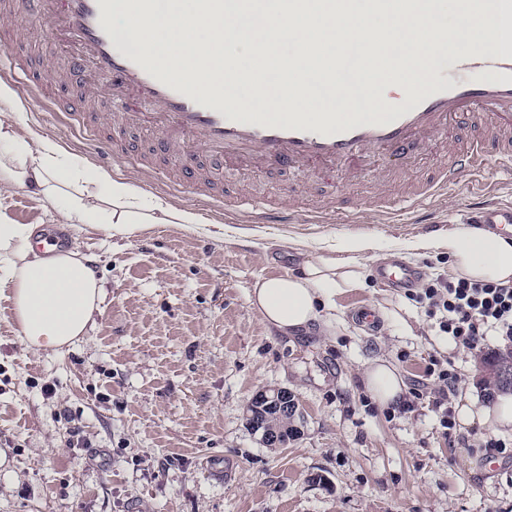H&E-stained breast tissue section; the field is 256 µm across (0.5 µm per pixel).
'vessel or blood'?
<instances>
[{
  "instance_id": "vessel-or-blood-1",
  "label": "vessel or blood",
  "mask_w": 512,
  "mask_h": 512,
  "mask_svg": "<svg viewBox=\"0 0 512 512\" xmlns=\"http://www.w3.org/2000/svg\"><path fill=\"white\" fill-rule=\"evenodd\" d=\"M462 13L494 14L490 31L493 48L486 54H461L454 40L439 51L458 71L457 79H434L407 98L390 97L371 112H260L243 109L235 97H218L199 82L187 79L172 66L157 62L147 51L132 49L117 39L109 23L120 13L148 19L156 0H0V16L8 18L11 32L52 26L59 47L61 68L71 82L84 72L95 81L82 85L74 97L46 94L38 70L27 61L11 58L27 77L23 95L36 99L49 112L65 116L86 133L94 146V160H132L141 172L174 182L216 206L224 204V188L211 171L222 164L311 171L347 183L372 181L391 190L393 198L422 208L427 201L445 197L462 176L478 179L489 158L512 159V8H494L491 0H457ZM376 82L406 81L405 64L394 62L389 41L376 43ZM111 103L108 112L91 111L95 100ZM485 117L483 138L460 147L450 143L448 129L458 116ZM150 126L153 138L146 148L127 147V130ZM448 146V164L438 177L419 185L404 182L402 161L417 146ZM342 198L307 211L294 202L259 204L240 212L235 220L248 224H324L343 214ZM473 224L495 225L512 235V204L496 201L471 203ZM377 279L409 289L420 273L395 261L378 265Z\"/></svg>"
}]
</instances>
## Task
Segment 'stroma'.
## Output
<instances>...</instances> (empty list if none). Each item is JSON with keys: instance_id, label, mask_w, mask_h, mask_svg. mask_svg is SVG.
<instances>
[{"instance_id": "1", "label": "stroma", "mask_w": 512, "mask_h": 512, "mask_svg": "<svg viewBox=\"0 0 512 512\" xmlns=\"http://www.w3.org/2000/svg\"><path fill=\"white\" fill-rule=\"evenodd\" d=\"M24 113L87 157L76 128L29 102ZM331 194L354 202L364 192L285 170L242 169L224 185L231 200L290 196L304 209ZM473 197L462 182L428 224H383L369 207L353 223L228 224L220 239L168 224L109 238L92 224L54 223L24 192L1 198L13 223L64 236L106 296L83 340L34 354L0 288V512H512V459L492 470L481 451L490 425L444 432L433 393L402 411L377 405L363 382L384 359L411 389L449 360L451 405L499 403L478 365L512 346L489 336L477 351L455 347L425 303L374 277L398 256L423 283L453 280L444 243ZM357 238L373 243L357 255L365 285L337 294L334 335L278 336L252 312L254 282L293 271L295 243L342 256ZM363 306L382 311L375 329L356 320ZM274 387L294 395L299 430L276 448L245 420L250 398Z\"/></svg>"}]
</instances>
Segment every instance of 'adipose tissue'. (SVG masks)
<instances>
[{
	"instance_id": "adipose-tissue-1",
	"label": "adipose tissue",
	"mask_w": 512,
	"mask_h": 512,
	"mask_svg": "<svg viewBox=\"0 0 512 512\" xmlns=\"http://www.w3.org/2000/svg\"><path fill=\"white\" fill-rule=\"evenodd\" d=\"M24 107L13 89L0 82V197L22 190L62 223L96 224L109 235L133 237L157 224L191 227L190 210L146 198L135 182L115 179L67 154L21 119ZM30 224L11 223L0 213V287L10 289L18 336L27 350L55 353L86 336L103 299L101 280L78 251L35 250ZM457 278L512 285V239L456 225L446 243ZM363 241L351 242L349 256L298 248L297 271L261 277L249 297L251 310L276 333L292 336L312 326L330 327L337 294L365 285L356 254ZM366 388L380 406L396 404L405 383L387 361L366 370Z\"/></svg>"
}]
</instances>
